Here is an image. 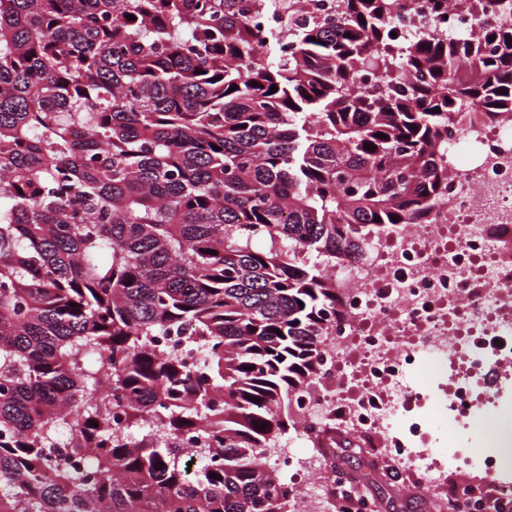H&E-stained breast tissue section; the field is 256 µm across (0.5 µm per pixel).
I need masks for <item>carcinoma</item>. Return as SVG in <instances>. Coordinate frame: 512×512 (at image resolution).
Listing matches in <instances>:
<instances>
[{
  "label": "carcinoma",
  "mask_w": 512,
  "mask_h": 512,
  "mask_svg": "<svg viewBox=\"0 0 512 512\" xmlns=\"http://www.w3.org/2000/svg\"><path fill=\"white\" fill-rule=\"evenodd\" d=\"M281 2L270 66L265 0H0V512H293L265 451L343 316L326 266L427 222L448 123L512 117V0L404 44L414 0Z\"/></svg>",
  "instance_id": "cac0c4a2"
}]
</instances>
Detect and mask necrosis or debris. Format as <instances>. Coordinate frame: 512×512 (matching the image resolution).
Here are the masks:
<instances>
[{"mask_svg": "<svg viewBox=\"0 0 512 512\" xmlns=\"http://www.w3.org/2000/svg\"><path fill=\"white\" fill-rule=\"evenodd\" d=\"M433 2L396 14L401 40L424 25L473 34L470 15H437ZM445 148L448 193L429 221L402 225L362 257L330 267L345 315L325 339L317 381L293 404L297 439L336 421L380 440L390 467L430 498L464 458L416 440L461 423L479 391L494 405L512 390V122L449 124ZM435 376L448 379V412L431 422L419 415L410 381Z\"/></svg>", "mask_w": 512, "mask_h": 512, "instance_id": "necrosis-or-debris-1", "label": "necrosis or debris"}]
</instances>
